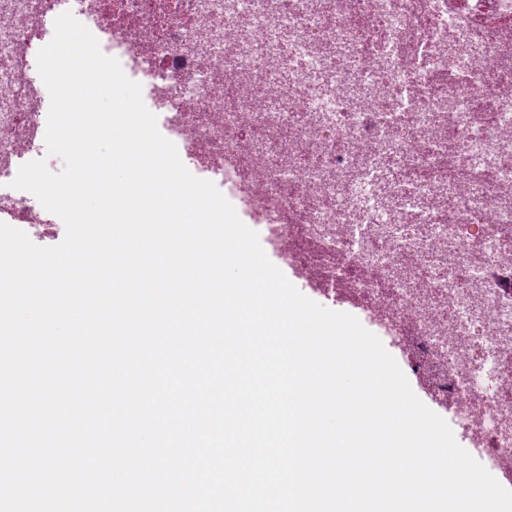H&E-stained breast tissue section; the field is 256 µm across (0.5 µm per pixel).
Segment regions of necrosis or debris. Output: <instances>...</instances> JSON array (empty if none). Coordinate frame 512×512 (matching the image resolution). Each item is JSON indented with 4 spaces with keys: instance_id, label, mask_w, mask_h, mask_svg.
Segmentation results:
<instances>
[{
    "instance_id": "4bbe7bcc",
    "label": "necrosis or debris",
    "mask_w": 512,
    "mask_h": 512,
    "mask_svg": "<svg viewBox=\"0 0 512 512\" xmlns=\"http://www.w3.org/2000/svg\"><path fill=\"white\" fill-rule=\"evenodd\" d=\"M71 13L119 50L195 168L232 170L319 291L391 330L411 374L512 482V0H0V220L39 156L37 67Z\"/></svg>"
}]
</instances>
